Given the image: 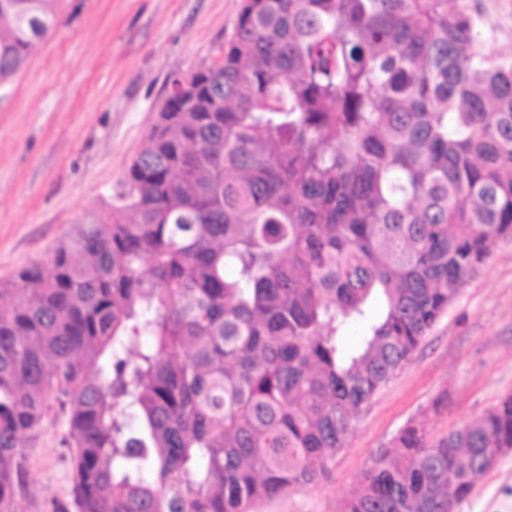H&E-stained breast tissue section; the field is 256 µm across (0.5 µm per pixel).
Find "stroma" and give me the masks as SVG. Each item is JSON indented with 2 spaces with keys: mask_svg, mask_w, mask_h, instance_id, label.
Masks as SVG:
<instances>
[{
  "mask_svg": "<svg viewBox=\"0 0 512 512\" xmlns=\"http://www.w3.org/2000/svg\"><path fill=\"white\" fill-rule=\"evenodd\" d=\"M244 0H56V25L0 88V280L48 264L70 228L111 212L172 75L215 63ZM492 56L512 52V0H458ZM512 392V242L499 243L359 416L319 484L255 512H341L361 473L409 424L431 438ZM48 419L26 447V512H67L69 453ZM455 512H512V451Z\"/></svg>",
  "mask_w": 512,
  "mask_h": 512,
  "instance_id": "stroma-1",
  "label": "stroma"
}]
</instances>
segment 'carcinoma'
<instances>
[{"mask_svg":"<svg viewBox=\"0 0 512 512\" xmlns=\"http://www.w3.org/2000/svg\"><path fill=\"white\" fill-rule=\"evenodd\" d=\"M55 0H0V87ZM127 190L0 281V512L63 420L73 512H253L313 485L462 285L512 240V56L453 0H244ZM512 394L407 427L342 512H454Z\"/></svg>","mask_w":512,"mask_h":512,"instance_id":"1","label":"carcinoma"}]
</instances>
